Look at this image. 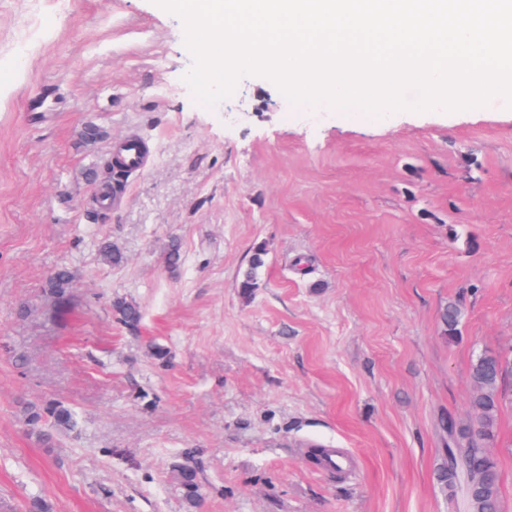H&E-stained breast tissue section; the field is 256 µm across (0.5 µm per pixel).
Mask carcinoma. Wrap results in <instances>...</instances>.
Instances as JSON below:
<instances>
[{
  "label": "carcinoma",
  "instance_id": "obj_1",
  "mask_svg": "<svg viewBox=\"0 0 512 512\" xmlns=\"http://www.w3.org/2000/svg\"><path fill=\"white\" fill-rule=\"evenodd\" d=\"M98 253L108 264L123 262L121 251L109 240L99 242ZM265 255V249L257 247L240 274L238 288L247 297L259 287ZM73 280V271L60 266L47 277L44 293L58 307L66 309L71 304ZM112 308L117 319L131 328L137 327L143 318L136 304L121 298L113 301ZM461 318L462 311L457 304L450 302L444 307L442 323L447 335H455ZM511 376V356L494 352L480 354L470 368V422L457 426L451 420L442 421L448 433L458 435V440L452 449L453 468L443 466L439 479L460 496L464 512H501L499 472L491 446L495 440L499 408L506 396V380ZM23 420L28 430L44 444L52 443L55 436L68 433L77 426L74 409L56 402L26 405ZM176 481L187 512H192L198 507L201 497L197 472L190 466H181L176 471Z\"/></svg>",
  "mask_w": 512,
  "mask_h": 512
}]
</instances>
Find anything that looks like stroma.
Returning <instances> with one entry per match:
<instances>
[{"label": "stroma", "instance_id": "35a3bbf8", "mask_svg": "<svg viewBox=\"0 0 512 512\" xmlns=\"http://www.w3.org/2000/svg\"><path fill=\"white\" fill-rule=\"evenodd\" d=\"M192 65L155 0H0V512H186L182 463L196 512H458L440 420H467L476 355L512 353V105L290 113L248 75L210 111ZM130 137L147 165L98 204ZM105 238L122 265L100 259ZM61 265L65 312L42 291ZM53 400L79 424L46 447L20 405ZM493 454L512 512V402ZM265 255V249L262 246L257 247L251 256L249 264L240 274L238 288L247 297L254 294L256 288H259V276L261 269L265 265ZM117 319L125 325L136 328L143 318L141 309L134 303L117 298L112 304ZM176 481L182 491L187 511H194L201 497L197 472L190 466H181L176 471Z\"/></svg>", "mask_w": 512, "mask_h": 512}]
</instances>
